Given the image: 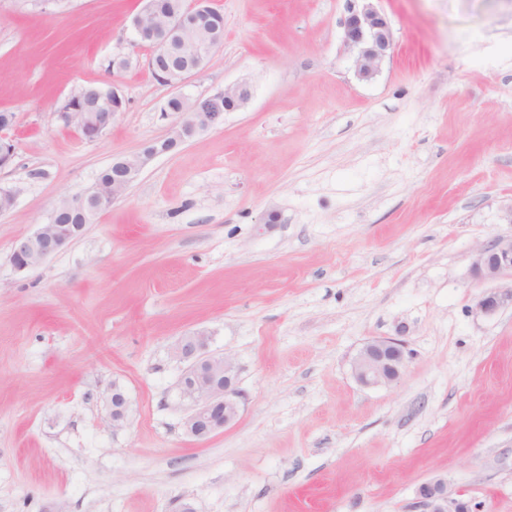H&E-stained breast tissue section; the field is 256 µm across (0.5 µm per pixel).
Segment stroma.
Listing matches in <instances>:
<instances>
[{
    "mask_svg": "<svg viewBox=\"0 0 512 512\" xmlns=\"http://www.w3.org/2000/svg\"><path fill=\"white\" fill-rule=\"evenodd\" d=\"M212 4L223 44L183 91L245 81L248 105L19 272L14 242L58 199L179 116L134 42L142 0H0V512H419L436 478L512 512V307L474 312L512 278L472 268L512 235V0H379L393 48L370 81L342 41L348 0ZM89 84L126 101L94 141L57 114ZM200 332L244 395L205 440L173 354ZM388 338L403 376L360 385L353 358Z\"/></svg>",
    "mask_w": 512,
    "mask_h": 512,
    "instance_id": "obj_1",
    "label": "stroma"
}]
</instances>
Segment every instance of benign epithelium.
<instances>
[{
    "label": "benign epithelium",
    "mask_w": 512,
    "mask_h": 512,
    "mask_svg": "<svg viewBox=\"0 0 512 512\" xmlns=\"http://www.w3.org/2000/svg\"><path fill=\"white\" fill-rule=\"evenodd\" d=\"M349 14L343 25V43L355 52V73L364 81L375 78L392 48V33L386 17L376 5V0H349ZM196 5L186 7L180 13H162L161 0H144V5L133 18L132 25L136 44L142 39L151 40L148 67H153L156 57L169 55V38L178 34L186 38L200 27ZM215 41L198 45L196 62L190 69L169 72L161 77L164 85L172 88L173 95L185 102L187 110L180 113L174 130L166 137L152 140L156 147L144 143L132 155L112 159L117 175L112 182V200H117L138 179L143 169L156 157L168 152L167 145L181 143L217 123L226 112L245 107L250 98V86L239 82L199 104L190 102L181 92L187 78L200 70L213 53ZM101 111L76 112L68 117V124L75 125L87 140H95L112 125V121L125 109V99L117 88L99 97ZM79 229L66 233L53 221L39 225L32 234L18 239L11 259L17 271L32 269L51 256L59 253L77 238ZM473 270L486 279L496 280L512 274V237H497L478 248L473 255ZM512 302V292L503 295L491 289L484 292L475 304L474 311L480 316H492L505 304ZM208 336L198 333L183 338L175 347V355L192 361L179 382V394L189 403L191 411L184 421L187 434L205 439L223 431L238 418L243 394L238 388L240 367L229 355H207ZM406 364L404 346L397 340H373L365 344L352 361V371L363 386L388 385L398 381ZM112 425L118 426L127 419L128 401L124 391L112 385ZM422 512H479V505L472 501L448 498L444 481L437 479L422 484L418 489Z\"/></svg>",
    "instance_id": "benign-epithelium-1"
}]
</instances>
